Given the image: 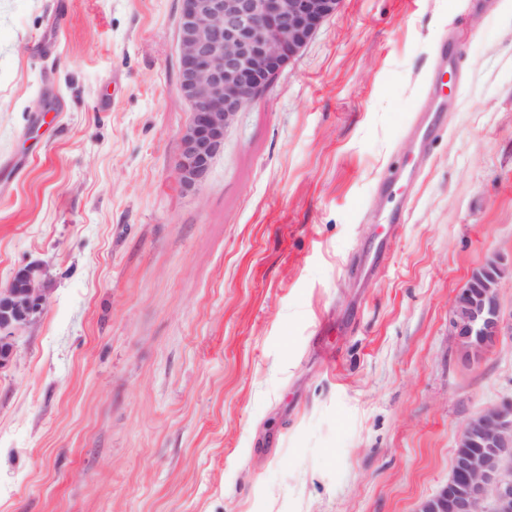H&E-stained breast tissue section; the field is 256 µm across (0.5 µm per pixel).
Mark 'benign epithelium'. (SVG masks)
<instances>
[{
	"mask_svg": "<svg viewBox=\"0 0 512 512\" xmlns=\"http://www.w3.org/2000/svg\"><path fill=\"white\" fill-rule=\"evenodd\" d=\"M340 2L181 0L178 88L191 115L175 168L184 188L203 184L238 112L272 85ZM44 276L43 264H30L0 289V368L13 356L14 330L47 306ZM506 279L501 258L491 257L449 305L448 335L465 358H479L505 337L512 341V314L500 304ZM418 512H512V399L466 420L448 482Z\"/></svg>",
	"mask_w": 512,
	"mask_h": 512,
	"instance_id": "1",
	"label": "benign epithelium"
}]
</instances>
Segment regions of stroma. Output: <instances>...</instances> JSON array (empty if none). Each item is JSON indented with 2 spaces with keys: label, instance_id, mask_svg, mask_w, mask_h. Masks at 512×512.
I'll return each instance as SVG.
<instances>
[{
  "label": "stroma",
  "instance_id": "obj_1",
  "mask_svg": "<svg viewBox=\"0 0 512 512\" xmlns=\"http://www.w3.org/2000/svg\"><path fill=\"white\" fill-rule=\"evenodd\" d=\"M179 14L0 0V289L48 290L0 370V512H417L512 398V341L464 366L448 334L512 259V0H341L195 191ZM397 227L392 226L390 232L379 240L374 254L361 258L354 266V270L360 272L363 277L369 278L386 262L393 240L396 237Z\"/></svg>",
  "mask_w": 512,
  "mask_h": 512
}]
</instances>
